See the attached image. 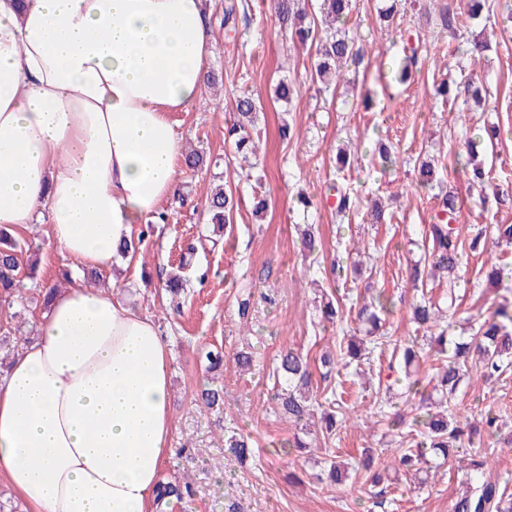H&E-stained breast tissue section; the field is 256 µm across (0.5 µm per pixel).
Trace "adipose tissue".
Wrapping results in <instances>:
<instances>
[{
	"label": "adipose tissue",
	"instance_id": "obj_1",
	"mask_svg": "<svg viewBox=\"0 0 512 512\" xmlns=\"http://www.w3.org/2000/svg\"><path fill=\"white\" fill-rule=\"evenodd\" d=\"M204 0H0V227L47 220L76 266H111L174 194L168 113L199 95ZM154 320L74 280L0 374V484L26 512H149L174 428Z\"/></svg>",
	"mask_w": 512,
	"mask_h": 512
}]
</instances>
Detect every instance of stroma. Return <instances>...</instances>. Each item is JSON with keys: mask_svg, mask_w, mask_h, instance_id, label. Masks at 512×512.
I'll return each mask as SVG.
<instances>
[{"mask_svg": "<svg viewBox=\"0 0 512 512\" xmlns=\"http://www.w3.org/2000/svg\"><path fill=\"white\" fill-rule=\"evenodd\" d=\"M460 13L465 0H357L345 30L362 51L349 64L336 89L323 90L313 80L310 50L293 47L281 32L269 0H251L246 23L237 31L224 29V0H207L210 22L222 53L207 69L215 83H203L197 99L168 119L185 145L199 148L207 161L198 173L179 171L177 194L164 205L170 218L131 260H119L102 276L144 314L153 317L172 356L174 432L166 450L160 480L178 483L190 478L194 494L172 503L168 512H450L467 485L469 462L484 458L483 479L512 493V368L484 378L479 364H469L451 402L454 413L467 418L471 443L450 449L440 467L411 477L399 464L402 449L416 428L418 412L405 394L411 381L431 390L432 379L445 357L434 338L472 335L474 325L501 304L512 307V247L463 251L456 283L430 278L432 243L426 230L438 212L433 191L417 184L418 168L431 162L444 191L455 194L460 210L456 224L462 240L493 224H512V208L482 207L456 157L465 135L487 124L502 136L484 159L489 186L512 185V30L488 35V50L474 53L473 39L483 19H465L459 33L436 26L438 4ZM396 6L393 22L379 8ZM418 50V65L403 84L392 82L389 67L408 47ZM480 78L490 93L488 103L454 107L435 93L445 79L461 74ZM292 83L297 95L286 104L275 98L279 81ZM255 99L258 109L252 137L257 164L236 173V156L224 144V125L233 115L237 97ZM291 139H281V126ZM387 146L394 162L381 167L377 153ZM357 147L363 157L345 173L361 198L358 214L336 212V156ZM231 190L238 202L233 222L221 232L208 223L203 204L215 185ZM312 205L301 208L299 195ZM264 196V217L252 212L254 196ZM381 199L385 220L370 223L366 208ZM313 225L314 253H304L300 232ZM48 224L18 230L17 238L40 246L35 278L24 286L33 301L21 317L26 329H37L43 314L37 295L45 285L73 272L70 259L48 240ZM192 252L189 281L180 297L164 288L182 255ZM351 273L333 281L326 273L332 261ZM501 269L496 284L485 273ZM424 273L423 288L413 287V269ZM337 299L343 320L336 325L320 318L321 295ZM381 297L382 333L370 354L348 365L337 364L323 378L319 358L339 351L350 337L365 338L366 325L356 309ZM250 299L248 317L238 304ZM426 299L458 309L451 322L431 330L417 328L412 306ZM415 346L419 358L404 366L401 354ZM294 349L312 360L311 390L323 409H332L331 388L344 389L343 419L336 434L314 447L296 449L305 432L279 417L273 401L272 368L280 352ZM226 355L222 369L208 371L206 354ZM252 356L250 370L239 371L232 356ZM224 387L222 412H201L194 402L197 389L211 380ZM498 419L488 433L487 417ZM248 436L253 455L237 459L224 446V430ZM357 465L343 483L320 480L330 456Z\"/></svg>", "mask_w": 512, "mask_h": 512, "instance_id": "obj_1", "label": "stroma"}]
</instances>
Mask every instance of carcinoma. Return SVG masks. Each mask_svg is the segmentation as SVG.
Masks as SVG:
<instances>
[{"label": "carcinoma", "instance_id": "cac0c4a2", "mask_svg": "<svg viewBox=\"0 0 512 512\" xmlns=\"http://www.w3.org/2000/svg\"><path fill=\"white\" fill-rule=\"evenodd\" d=\"M275 14L280 28L289 36L293 44L303 48H316L314 72L317 79L330 87L338 79L340 67L356 60L359 50L355 48V39L339 34L334 24L348 17L352 9V0H322V12L328 19V29L322 31L317 25L306 22V14L301 6V0H274ZM247 19L243 0H225L224 27L236 29L239 19ZM416 64V54L407 55L402 61L394 64L396 81L404 83L409 78L413 65ZM483 86L475 84L472 78L464 80V93H455L453 100H481ZM238 120L225 127L224 141L230 143L245 163L247 169L254 168L256 159L255 143L251 138L248 125L253 123V115L257 109L255 101L249 96L238 97L234 101ZM477 141L468 137L465 147L468 162L464 172L472 182H485L486 173L482 164L476 161ZM440 211L437 221L428 225V236L434 244L432 264L434 267L452 272L457 267L460 258L458 237L455 227L450 224L457 212V200L453 195L446 194L440 198ZM234 209L233 194L224 191L219 185L207 201L205 213L208 222L219 227L231 222ZM146 227L131 238L119 244L116 254L123 259L132 258L140 250L146 232ZM25 248L19 242L8 236L0 229V310L7 311L13 306L22 307L27 302L22 280L19 278L21 257ZM193 252L182 256L178 265V273L170 276L165 282V288L172 294L183 290L181 271L190 269ZM439 318V309L426 300H421L413 308V322L426 329L431 328ZM10 328L0 336V366L3 361L15 354L21 344L29 340L27 336L12 335ZM478 356L482 363V373L492 377L501 372L504 367L512 364V314L508 306L500 305L493 317L484 321L475 336L469 342L454 345L448 353V364L443 366L438 374L433 391L440 397L438 406L450 405L462 379L466 364L471 355ZM274 376L280 386V392L275 394L279 414L284 418L299 423L310 418L314 412L312 397L309 395L312 371L306 357L288 350L281 354ZM196 402L208 411H214L224 405V390L221 387L208 384L197 393ZM422 427V440L415 442V447L404 449L399 461L408 471H418L427 462L428 450H438L448 454L449 448L464 442V437L470 436L467 429L470 425L462 423L454 415H446L426 410L423 419L417 421ZM192 494L191 485L185 481L178 484L159 486L158 505H168L170 499L182 500ZM452 512H512V494L499 490V487L488 481H476L469 486V491L454 502Z\"/></svg>", "mask_w": 512, "mask_h": 512}]
</instances>
